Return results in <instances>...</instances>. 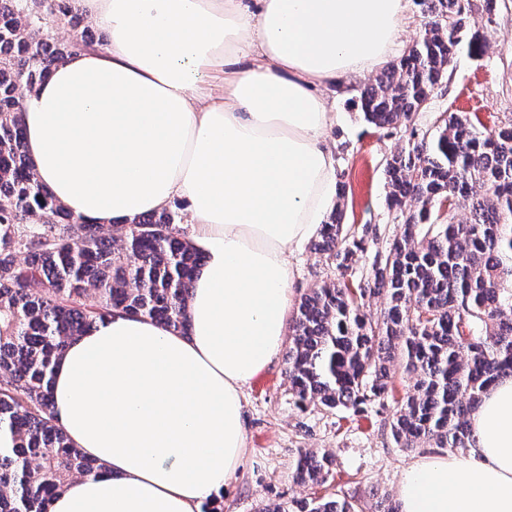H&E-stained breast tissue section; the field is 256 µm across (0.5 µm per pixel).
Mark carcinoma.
<instances>
[{
    "instance_id": "cac0c4a2",
    "label": "carcinoma",
    "mask_w": 512,
    "mask_h": 512,
    "mask_svg": "<svg viewBox=\"0 0 512 512\" xmlns=\"http://www.w3.org/2000/svg\"><path fill=\"white\" fill-rule=\"evenodd\" d=\"M420 37L360 92L364 119L409 126L427 110L454 52L479 58L487 36L472 28L471 0H417ZM44 11L75 37L51 41L32 0H0V512H50L65 484L104 468L73 447L54 417L52 368L71 339L116 312L187 334L194 276L204 257L167 210L105 227L65 209L38 180L23 149L26 93L65 57L94 45L76 0ZM385 159L386 202L402 220L365 278L346 281L380 230H355L337 203L314 249L336 266L298 303L286 373L300 409L364 411L394 397L393 363L408 387L390 432L400 448L465 450L470 413L485 390L512 377V118L490 132L459 113L435 118ZM453 205L439 216L438 204ZM464 208L470 218L456 220ZM379 297L380 309L363 312ZM336 461L299 454L298 483H323ZM265 512H364L356 500L275 504Z\"/></svg>"
}]
</instances>
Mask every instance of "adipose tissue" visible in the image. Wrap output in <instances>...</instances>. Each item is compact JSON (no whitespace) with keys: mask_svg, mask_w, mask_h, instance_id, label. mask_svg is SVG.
<instances>
[{"mask_svg":"<svg viewBox=\"0 0 512 512\" xmlns=\"http://www.w3.org/2000/svg\"><path fill=\"white\" fill-rule=\"evenodd\" d=\"M104 46L24 100V150L51 195L97 224L182 199L206 257L189 330L122 313L71 340L54 414L109 470L51 512H201L244 454L243 391L288 328V253L336 200L331 107L383 67L409 0H77ZM220 94H213L212 85ZM467 451L424 455L400 512H512V377L483 394Z\"/></svg>","mask_w":512,"mask_h":512,"instance_id":"1","label":"adipose tissue"}]
</instances>
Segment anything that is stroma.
I'll list each match as a JSON object with an SVG mask.
<instances>
[{
	"label": "stroma",
	"instance_id": "1",
	"mask_svg": "<svg viewBox=\"0 0 512 512\" xmlns=\"http://www.w3.org/2000/svg\"><path fill=\"white\" fill-rule=\"evenodd\" d=\"M471 4L473 20L486 30V52L478 59L463 49L456 53L413 129H378L367 123L357 105L362 82H355L346 94L333 85L321 87L333 112L326 138L334 150L336 180L345 186L346 224L395 229V214L386 204L384 160L405 144L411 132L434 133L440 113L466 114L480 129L494 128L504 116H512V0H497L490 18L482 10L483 0ZM290 262L294 305L337 275L307 246L294 250ZM288 387L280 357L245 387L246 448L233 484L220 499L222 512H262L291 498H318L336 491L355 497L366 512H372L379 496H395L403 469L424 454L420 448L397 447L390 435L393 400L405 391L403 370L395 372L393 399L371 404L359 414L299 409ZM304 451H325L335 457L337 470L327 483L293 481L294 464Z\"/></svg>",
	"mask_w": 512,
	"mask_h": 512
}]
</instances>
